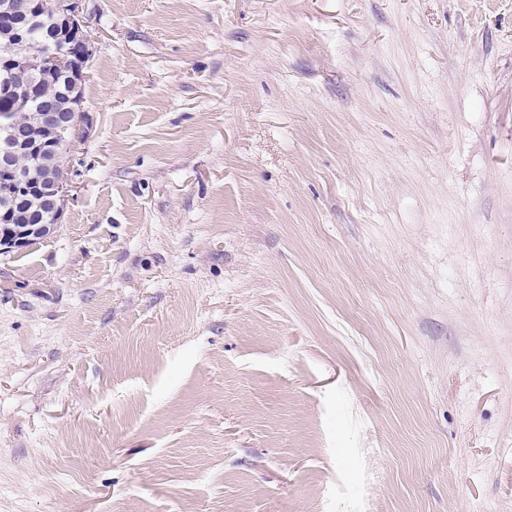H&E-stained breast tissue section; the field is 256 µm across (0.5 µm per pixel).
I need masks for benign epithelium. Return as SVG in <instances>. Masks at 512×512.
Here are the masks:
<instances>
[{
	"instance_id": "benign-epithelium-1",
	"label": "benign epithelium",
	"mask_w": 512,
	"mask_h": 512,
	"mask_svg": "<svg viewBox=\"0 0 512 512\" xmlns=\"http://www.w3.org/2000/svg\"><path fill=\"white\" fill-rule=\"evenodd\" d=\"M56 14L55 24L62 42H46L40 51L29 49L20 29L9 32L3 43L7 54L0 57V66L7 72L0 75V93L12 90L9 75L19 73L15 47L20 45L32 58L24 72L32 88L41 83L40 68L55 70L69 64H85L90 55V35L79 18L75 0L54 4L51 0H0V18L35 22L40 11ZM77 85H72L67 106L40 112L3 113L0 115V168L14 171V180L0 184V222L14 225L7 238L0 237V251L18 248L51 233L58 223L67 197L68 180L63 167L64 156L75 146L79 117ZM31 193L49 205L34 224L15 223V207L20 195Z\"/></svg>"
}]
</instances>
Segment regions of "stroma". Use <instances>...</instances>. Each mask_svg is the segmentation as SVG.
<instances>
[{"instance_id":"obj_1","label":"stroma","mask_w":512,"mask_h":512,"mask_svg":"<svg viewBox=\"0 0 512 512\" xmlns=\"http://www.w3.org/2000/svg\"><path fill=\"white\" fill-rule=\"evenodd\" d=\"M80 11L0 512H512V0Z\"/></svg>"}]
</instances>
